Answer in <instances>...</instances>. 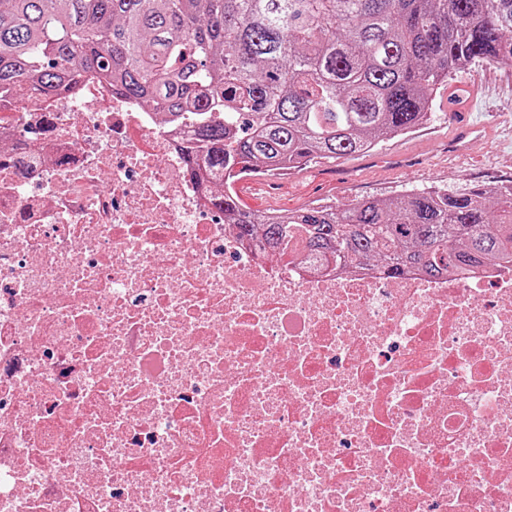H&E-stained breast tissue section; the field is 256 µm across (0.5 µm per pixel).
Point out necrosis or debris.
<instances>
[{
  "instance_id": "obj_1",
  "label": "necrosis or debris",
  "mask_w": 512,
  "mask_h": 512,
  "mask_svg": "<svg viewBox=\"0 0 512 512\" xmlns=\"http://www.w3.org/2000/svg\"><path fill=\"white\" fill-rule=\"evenodd\" d=\"M183 138L0 91V512H512V267L264 254Z\"/></svg>"
}]
</instances>
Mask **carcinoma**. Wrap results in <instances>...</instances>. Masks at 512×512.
<instances>
[{"label": "carcinoma", "instance_id": "cac0c4a2", "mask_svg": "<svg viewBox=\"0 0 512 512\" xmlns=\"http://www.w3.org/2000/svg\"><path fill=\"white\" fill-rule=\"evenodd\" d=\"M476 62L512 66V0H0V87L48 95L94 71L176 120L199 112L186 172L224 182L214 205L241 238L393 277L512 263V183L261 213L234 184L408 133Z\"/></svg>", "mask_w": 512, "mask_h": 512}]
</instances>
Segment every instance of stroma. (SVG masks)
Instances as JSON below:
<instances>
[{"mask_svg":"<svg viewBox=\"0 0 512 512\" xmlns=\"http://www.w3.org/2000/svg\"><path fill=\"white\" fill-rule=\"evenodd\" d=\"M471 86L470 118L487 123L472 155L449 152L448 91ZM430 121L414 132L379 141L365 155L321 160L301 172L275 175V188L245 201L253 211L297 210L329 202L343 207L363 196L387 198L408 188L490 189L512 180V67L474 63L453 73L437 94Z\"/></svg>","mask_w":512,"mask_h":512,"instance_id":"obj_1","label":"stroma"}]
</instances>
